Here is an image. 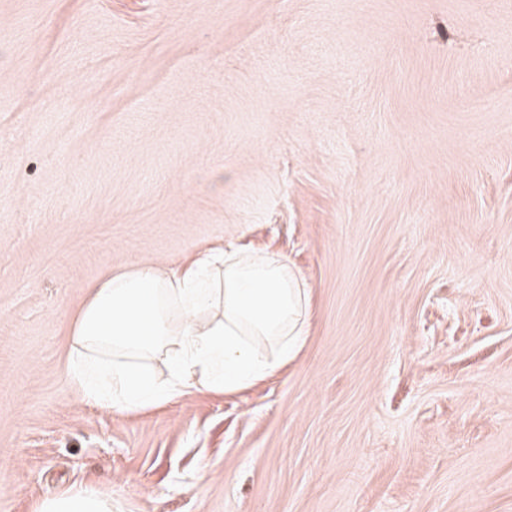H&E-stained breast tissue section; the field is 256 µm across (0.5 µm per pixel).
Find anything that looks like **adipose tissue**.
I'll use <instances>...</instances> for the list:
<instances>
[{
    "label": "adipose tissue",
    "instance_id": "adipose-tissue-1",
    "mask_svg": "<svg viewBox=\"0 0 512 512\" xmlns=\"http://www.w3.org/2000/svg\"><path fill=\"white\" fill-rule=\"evenodd\" d=\"M307 299L275 257L217 248L176 270L140 265L92 288L71 325L69 374L87 402L128 412L198 386L234 393L296 356ZM158 361L166 380L155 376ZM34 512H112V495L70 490Z\"/></svg>",
    "mask_w": 512,
    "mask_h": 512
}]
</instances>
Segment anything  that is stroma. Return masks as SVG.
<instances>
[{
  "mask_svg": "<svg viewBox=\"0 0 512 512\" xmlns=\"http://www.w3.org/2000/svg\"><path fill=\"white\" fill-rule=\"evenodd\" d=\"M306 280L236 393L68 376L108 275ZM512 512V0H0V512ZM34 512H112V494L96 488L69 490L42 500Z\"/></svg>",
  "mask_w": 512,
  "mask_h": 512,
  "instance_id": "stroma-1",
  "label": "stroma"
}]
</instances>
